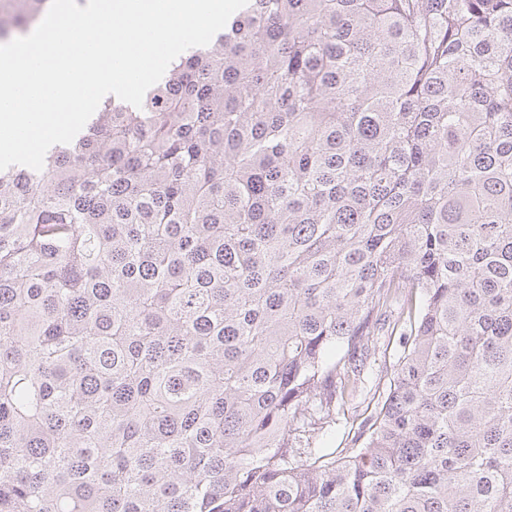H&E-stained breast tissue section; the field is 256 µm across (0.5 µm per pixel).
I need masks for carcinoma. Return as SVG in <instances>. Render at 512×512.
<instances>
[{"label": "carcinoma", "instance_id": "1", "mask_svg": "<svg viewBox=\"0 0 512 512\" xmlns=\"http://www.w3.org/2000/svg\"><path fill=\"white\" fill-rule=\"evenodd\" d=\"M0 512H512V0H248L0 171ZM392 328L393 321L391 318L389 322H386L383 331H380L379 335L377 336L378 344L375 355L371 353V356H369L366 361L364 377H367L366 379L369 384L367 382L365 385L367 386V389H369V387L373 384L371 392H369L367 395L364 393L358 396L354 401H351L349 404H347L345 409V417L343 416L342 412H340L339 415H336V424H331V427H327V438L335 439L336 446L342 442L341 447H357V445H353L351 438H353L354 432L357 431L359 422L363 419V417L374 411L377 405V400L379 399V395L377 398L378 391L383 396V392H386L389 387L390 369L392 368V365L397 361L402 350L399 343V334L397 331H395V329L392 331ZM374 358H376V361L374 362L375 366H372ZM370 367H372L374 373H377L378 375L371 373ZM386 368L388 369V376H386ZM380 377L381 380L379 382ZM378 382L380 383L379 389L377 388L376 397L374 400H372L373 392L376 389V387L374 388V385ZM364 412V415L359 416ZM345 418L348 420L347 424ZM355 418L358 419L355 420L353 428L351 429L352 420ZM349 429H351V431L349 436H347Z\"/></svg>", "mask_w": 512, "mask_h": 512}]
</instances>
